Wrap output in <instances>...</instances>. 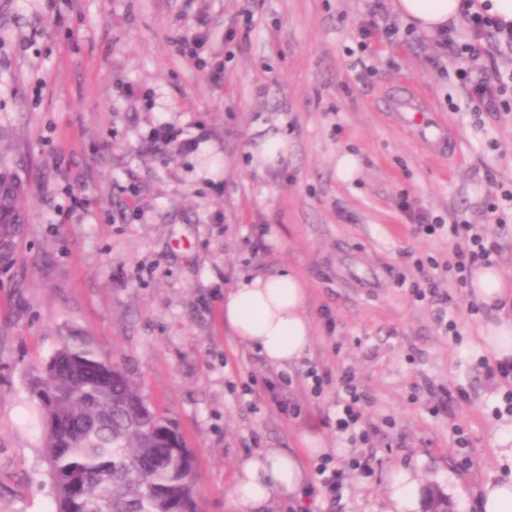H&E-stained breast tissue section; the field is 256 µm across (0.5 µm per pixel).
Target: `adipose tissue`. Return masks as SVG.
Returning <instances> with one entry per match:
<instances>
[{"mask_svg": "<svg viewBox=\"0 0 512 512\" xmlns=\"http://www.w3.org/2000/svg\"><path fill=\"white\" fill-rule=\"evenodd\" d=\"M400 16L425 32L447 27L462 13L464 0H396ZM468 289L488 306L512 307V285L495 266L473 270ZM224 320L236 336L268 364L283 367L299 361L310 346L312 325L306 289L290 270L242 277L224 295ZM309 472L302 459L267 448L240 459L234 487L236 512H264L276 498L302 500Z\"/></svg>", "mask_w": 512, "mask_h": 512, "instance_id": "1", "label": "adipose tissue"}]
</instances>
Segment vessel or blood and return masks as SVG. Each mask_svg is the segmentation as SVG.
Instances as JSON below:
<instances>
[{
  "label": "vessel or blood",
  "mask_w": 512,
  "mask_h": 512,
  "mask_svg": "<svg viewBox=\"0 0 512 512\" xmlns=\"http://www.w3.org/2000/svg\"><path fill=\"white\" fill-rule=\"evenodd\" d=\"M400 127L409 129L415 139L428 147L430 154L444 158L453 153L456 141L446 125L436 120L427 100L411 83H403L388 104Z\"/></svg>",
  "instance_id": "obj_1"
}]
</instances>
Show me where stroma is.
Instances as JSON below:
<instances>
[{
	"label": "stroma",
	"mask_w": 512,
	"mask_h": 512,
	"mask_svg": "<svg viewBox=\"0 0 512 512\" xmlns=\"http://www.w3.org/2000/svg\"><path fill=\"white\" fill-rule=\"evenodd\" d=\"M201 11L220 86L173 46ZM457 67L394 0H0V180L22 184L24 209L0 224V512L54 510L26 375L68 335L120 361L177 425L200 512H233L236 464L263 449L317 469L307 432L347 472L340 497L308 493V512H389L402 471L451 512H479L483 482L512 472L496 444L512 433V376L488 374L480 339L501 315L474 309L447 234H419L415 216L478 225L512 281V92L478 100ZM468 67L495 81L512 47L485 42ZM405 77L455 132L451 157L390 119ZM118 78L139 96L113 94ZM162 118L198 149L149 148ZM270 132L288 157L261 172L250 148ZM433 261L423 301L417 267ZM282 269L304 283L312 336L278 369L225 324L224 294ZM347 371L363 441L335 425Z\"/></svg>",
	"instance_id": "stroma-1"
}]
</instances>
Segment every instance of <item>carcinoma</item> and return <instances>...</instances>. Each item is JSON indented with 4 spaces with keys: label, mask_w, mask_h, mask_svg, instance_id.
<instances>
[{
    "label": "carcinoma",
    "mask_w": 512,
    "mask_h": 512,
    "mask_svg": "<svg viewBox=\"0 0 512 512\" xmlns=\"http://www.w3.org/2000/svg\"><path fill=\"white\" fill-rule=\"evenodd\" d=\"M26 381L54 512H199L195 465L182 459L188 448L120 362L62 336Z\"/></svg>",
    "instance_id": "cac0c4a2"
}]
</instances>
